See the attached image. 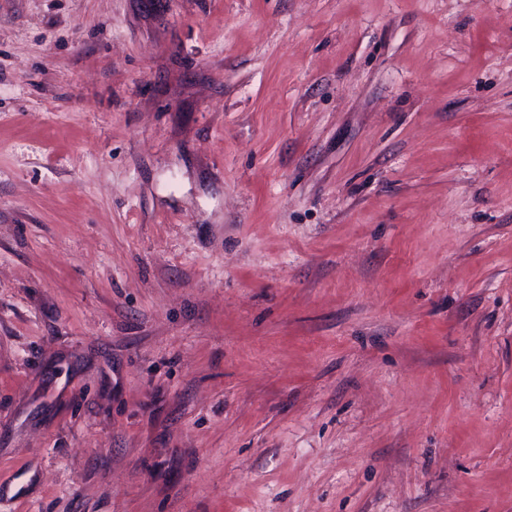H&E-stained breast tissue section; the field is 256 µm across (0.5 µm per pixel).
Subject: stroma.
Returning a JSON list of instances; mask_svg holds the SVG:
<instances>
[{"mask_svg": "<svg viewBox=\"0 0 512 512\" xmlns=\"http://www.w3.org/2000/svg\"><path fill=\"white\" fill-rule=\"evenodd\" d=\"M0 512H512V0H0Z\"/></svg>", "mask_w": 512, "mask_h": 512, "instance_id": "1", "label": "stroma"}]
</instances>
